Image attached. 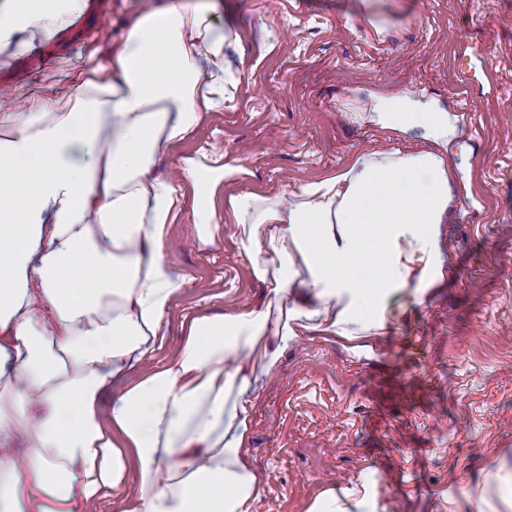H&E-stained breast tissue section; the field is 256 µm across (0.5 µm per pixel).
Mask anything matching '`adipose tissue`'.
Segmentation results:
<instances>
[{
	"mask_svg": "<svg viewBox=\"0 0 512 512\" xmlns=\"http://www.w3.org/2000/svg\"><path fill=\"white\" fill-rule=\"evenodd\" d=\"M84 0H15L0 42L24 48ZM231 44L211 12L148 6L112 48L91 52L75 92L0 115V503L6 512H253L264 495L249 454L261 378L299 336L356 338L396 313L379 291H423L440 263L462 119L426 94L372 99L367 118L431 148L358 154L334 176L268 200L230 196L239 253L267 302L185 314L162 357L182 286L163 253L185 205L201 243L219 230L211 194L230 174L218 154L157 172L224 101ZM382 256L363 287L351 275ZM480 512H512V470L482 471ZM307 512H380L367 484L323 490Z\"/></svg>",
	"mask_w": 512,
	"mask_h": 512,
	"instance_id": "1",
	"label": "adipose tissue"
}]
</instances>
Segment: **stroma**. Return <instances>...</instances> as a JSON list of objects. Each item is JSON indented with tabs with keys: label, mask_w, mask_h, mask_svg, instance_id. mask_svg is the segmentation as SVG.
<instances>
[{
	"label": "stroma",
	"mask_w": 512,
	"mask_h": 512,
	"mask_svg": "<svg viewBox=\"0 0 512 512\" xmlns=\"http://www.w3.org/2000/svg\"><path fill=\"white\" fill-rule=\"evenodd\" d=\"M231 14L232 81L222 108L166 152L159 170L219 152L232 172L213 201L276 199L336 175L364 150L427 149L363 118L372 96L426 93L462 116L452 190L436 246L442 272L379 335L310 334L289 343L276 380L253 408L250 452L265 494L254 512H306L322 489L374 483L385 512H448L480 467H512V0H219ZM145 0H112L93 39L33 33L39 59L0 49V108L67 95L90 52L119 43ZM29 67L27 78L14 75ZM164 253L186 284L167 316L165 354L179 320L262 301L268 287L240 256V228L221 217L197 240L194 190Z\"/></svg>",
	"instance_id": "35a3bbf8"
}]
</instances>
